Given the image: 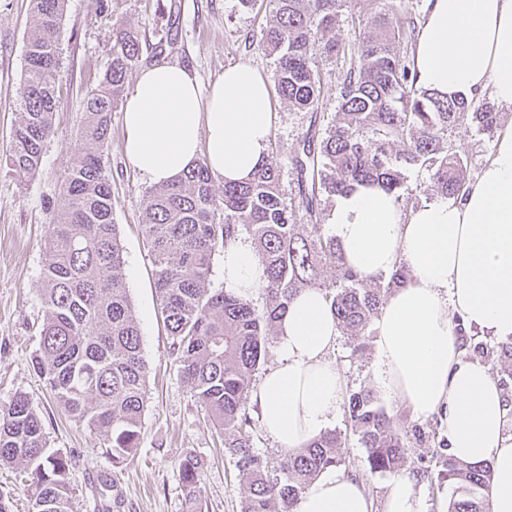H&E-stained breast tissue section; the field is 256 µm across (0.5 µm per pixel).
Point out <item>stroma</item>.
<instances>
[{
	"label": "stroma",
	"instance_id": "1",
	"mask_svg": "<svg viewBox=\"0 0 512 512\" xmlns=\"http://www.w3.org/2000/svg\"><path fill=\"white\" fill-rule=\"evenodd\" d=\"M265 22L263 0L249 11L237 0H68L59 38L55 134L34 177L21 180L0 168V405L19 393L29 398L44 425L49 451L63 453L71 461L73 512H191L178 473L179 460L188 454L204 462L198 490L202 512H241L246 480L206 411L185 386L172 356V338L161 316L154 266L140 226L150 183L125 155L122 110L112 114L106 155L112 169L113 217L126 259L125 278L149 366L137 453L113 465L103 451V437L63 411L35 371L32 358L44 315L42 268L49 207L58 199L65 171L80 146L83 100L109 65L114 25L139 31L148 64L164 61L187 67L207 89L226 66L239 62L271 76V60L255 44ZM28 32L29 0H0V158L6 154L16 119ZM324 68L319 118L293 110L284 101L275 103L272 160L292 199L298 195L296 154L307 138L323 137L338 110L345 64L340 59L328 61ZM448 140L467 159V175L472 179L495 145L475 127L464 125L450 132ZM376 340L372 326L361 336L339 334L330 358L342 374V393L374 391L393 427L406 439L404 471L416 481L422 512H448L455 487L437 477L447 455L434 447L445 436L440 417L412 419L406 406L378 391ZM331 427L346 438L340 472L358 477L373 512H384L391 478L370 471L347 405H340Z\"/></svg>",
	"mask_w": 512,
	"mask_h": 512
}]
</instances>
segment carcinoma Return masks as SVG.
I'll list each match as a JSON object with an SVG mask.
<instances>
[{
  "label": "carcinoma",
  "instance_id": "carcinoma-1",
  "mask_svg": "<svg viewBox=\"0 0 512 512\" xmlns=\"http://www.w3.org/2000/svg\"><path fill=\"white\" fill-rule=\"evenodd\" d=\"M363 1L381 8L368 15ZM67 0H30L31 26L23 78L6 158L20 179L33 177L54 134L59 33ZM269 19L258 49L273 60L277 94L293 108L316 110L324 72L319 57L347 64L339 110L317 144L295 157L313 195L294 202L281 170L266 164L246 182L212 187L205 160L178 180L146 191L142 234L155 267L161 314L172 336L175 362L191 396L224 435V448L247 480L242 512H295L302 493L343 461L341 434L327 431L284 452L283 477L270 474L254 450V423L246 412L253 374L290 300L322 292L337 327L360 335L387 298L406 284L399 265L371 287L347 265L336 238L317 220L314 199L357 184L377 185L408 212L404 171L426 176L432 195L457 197L469 187L467 165L448 143V129L473 124L493 138L500 114L488 102L416 89L408 44L419 30L403 0H268ZM353 35L338 36L341 28ZM143 57L136 31L112 30L110 63L84 99L80 147L73 154L48 225L42 269L45 304L36 371L55 400L77 422L104 436L106 454L120 464L136 454L146 408L148 364L124 274L118 225L112 217V175L105 147L128 74ZM313 220L297 223L299 214ZM247 234L263 269L264 303L211 287L216 253ZM336 282L322 281L323 268ZM354 432L375 473L402 472L408 448L369 389L350 394ZM21 464L31 475L33 512H72L69 460L47 451L40 416L22 394L0 408V465ZM190 499L197 500L202 464L194 455L178 464ZM441 479L456 486L448 512H486L493 471L448 456Z\"/></svg>",
  "mask_w": 512,
  "mask_h": 512
}]
</instances>
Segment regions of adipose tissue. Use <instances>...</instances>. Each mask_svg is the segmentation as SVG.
<instances>
[{
	"mask_svg": "<svg viewBox=\"0 0 512 512\" xmlns=\"http://www.w3.org/2000/svg\"><path fill=\"white\" fill-rule=\"evenodd\" d=\"M413 49L418 87L451 97L491 96L512 108V0H428ZM275 119L271 88L249 64L227 66L209 90L186 68L141 70L125 95V155L149 182L175 179L198 159L224 181L268 161ZM362 278L406 266L405 287L377 322L378 380L415 418L441 414L450 453L490 465L491 512H512V439L506 397L489 365L462 356L457 327L512 340V129L498 137L468 192L401 213L379 187L336 196L326 218ZM263 284L252 244L223 255V286L242 297ZM280 360L252 394L265 432L301 447L335 419L343 381L328 358L339 330L320 292L301 291L278 328ZM296 512H371L356 478L325 471Z\"/></svg>",
	"mask_w": 512,
	"mask_h": 512,
	"instance_id": "obj_1",
	"label": "adipose tissue"
}]
</instances>
